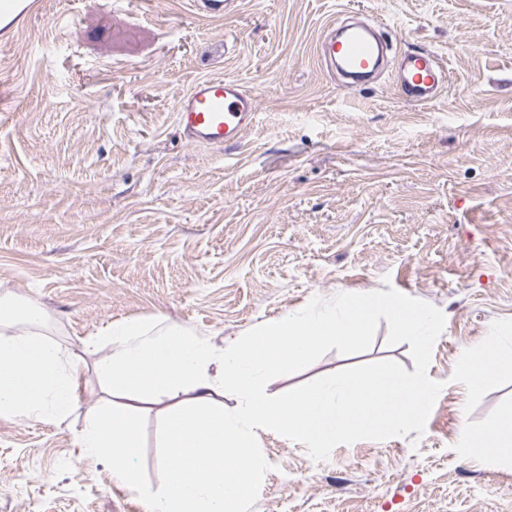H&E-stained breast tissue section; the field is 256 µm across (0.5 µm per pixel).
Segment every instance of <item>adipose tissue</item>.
<instances>
[{
  "instance_id": "ef3b65f1",
  "label": "adipose tissue",
  "mask_w": 512,
  "mask_h": 512,
  "mask_svg": "<svg viewBox=\"0 0 512 512\" xmlns=\"http://www.w3.org/2000/svg\"><path fill=\"white\" fill-rule=\"evenodd\" d=\"M48 318L35 302L16 310L0 301V417L61 422L77 407L85 363L60 343L46 339ZM501 369L512 370V341L493 333L461 358L459 375L477 389ZM463 447L493 466L512 464V425L459 433Z\"/></svg>"
}]
</instances>
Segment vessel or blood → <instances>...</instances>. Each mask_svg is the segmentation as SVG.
Returning <instances> with one entry per match:
<instances>
[{"mask_svg": "<svg viewBox=\"0 0 512 512\" xmlns=\"http://www.w3.org/2000/svg\"><path fill=\"white\" fill-rule=\"evenodd\" d=\"M236 5L237 0H190L194 11L210 18L224 17ZM41 8L42 0H0V35H13ZM320 52L348 89L368 85L388 67L403 100L428 104L440 97L448 83L447 70L433 52L395 50L376 20L342 26L321 42ZM257 112L255 94L237 80L204 77L176 101L174 119L186 144L221 149L240 143Z\"/></svg>", "mask_w": 512, "mask_h": 512, "instance_id": "obj_1", "label": "vessel or blood"}]
</instances>
